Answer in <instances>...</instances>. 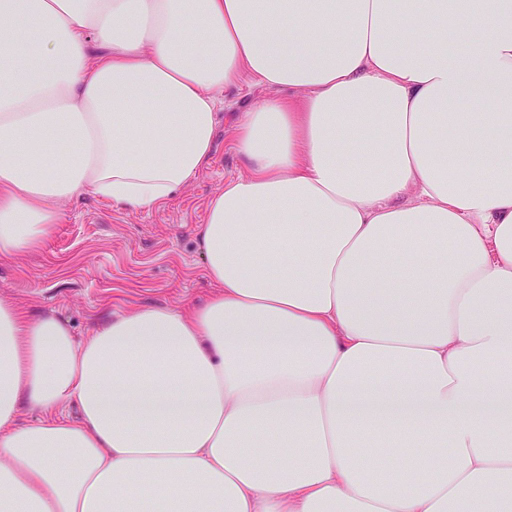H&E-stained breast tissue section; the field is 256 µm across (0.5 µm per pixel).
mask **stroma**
Segmentation results:
<instances>
[{
  "label": "stroma",
  "mask_w": 512,
  "mask_h": 512,
  "mask_svg": "<svg viewBox=\"0 0 512 512\" xmlns=\"http://www.w3.org/2000/svg\"><path fill=\"white\" fill-rule=\"evenodd\" d=\"M266 93L249 82L219 93L211 164L160 206L129 211L90 195L63 203L40 249L0 261V293L30 312L55 313L78 341L116 313L146 305L187 312L207 300L215 285L205 273L198 230L211 197L246 166L234 141L235 118Z\"/></svg>",
  "instance_id": "obj_1"
}]
</instances>
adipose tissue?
<instances>
[{"label":"adipose tissue","instance_id":"adipose-tissue-1","mask_svg":"<svg viewBox=\"0 0 512 512\" xmlns=\"http://www.w3.org/2000/svg\"><path fill=\"white\" fill-rule=\"evenodd\" d=\"M0 49V259L165 202L217 92H274L192 316L78 342L0 295V512H512V0H0Z\"/></svg>","mask_w":512,"mask_h":512}]
</instances>
